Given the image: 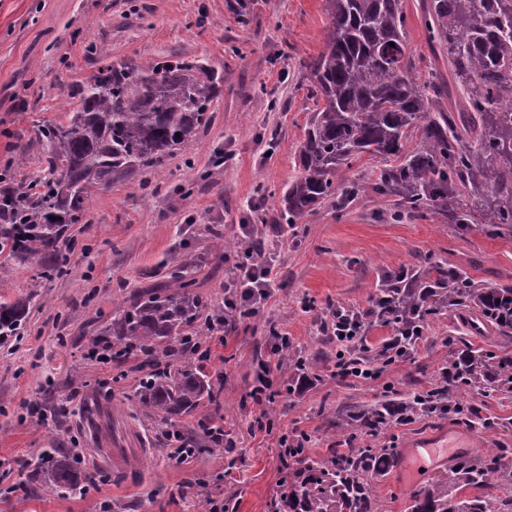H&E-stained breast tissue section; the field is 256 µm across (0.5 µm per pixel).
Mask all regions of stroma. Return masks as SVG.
I'll return each instance as SVG.
<instances>
[{
    "instance_id": "1",
    "label": "stroma",
    "mask_w": 512,
    "mask_h": 512,
    "mask_svg": "<svg viewBox=\"0 0 512 512\" xmlns=\"http://www.w3.org/2000/svg\"><path fill=\"white\" fill-rule=\"evenodd\" d=\"M405 4L419 80L447 77V62L430 48L421 0ZM328 31L323 0H0V173L14 180L42 174L38 154L21 167L14 159L34 127L64 120L76 84L98 68L93 45L116 62L177 58L221 80L189 152L97 191L88 223L69 231L75 245L58 277L35 278L26 265L0 284V302L30 299L22 338L0 346V512H99L104 501L123 504V512H206L210 498L224 500L228 512H270L284 434L307 432L310 458H328L350 406L381 399L390 385L411 394L439 375L448 364L446 338L512 351V343L447 311L431 320L409 360L379 378L335 376L338 346L321 330L331 309L368 308L386 270L428 259L491 288L512 286V238L461 228L432 207L398 215L393 199L369 188L343 208L315 206L298 227L281 220L283 192L300 169L297 145L318 103L300 61L324 51ZM255 202L260 210H252ZM243 221L263 234L278 287L258 314L232 318L207 363L224 379L218 414L233 453L203 452L179 464L160 453L157 427L138 416L136 357L100 364L87 353L104 337L116 302L164 282L190 252L204 258L195 271L201 294L223 308L235 256L218 257L213 235L240 240ZM278 334L308 357L318 379L264 408L249 392ZM485 407L508 429L477 436L445 418H421L376 444L402 450L441 434L465 444L467 456H483L512 443V399ZM48 448L83 453L93 481L87 495L31 493L37 457ZM434 475L425 470L412 482L402 464L385 469L375 482L379 512H407L409 493Z\"/></svg>"
}]
</instances>
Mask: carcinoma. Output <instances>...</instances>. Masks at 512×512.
Here are the masks:
<instances>
[{
  "label": "carcinoma",
  "mask_w": 512,
  "mask_h": 512,
  "mask_svg": "<svg viewBox=\"0 0 512 512\" xmlns=\"http://www.w3.org/2000/svg\"><path fill=\"white\" fill-rule=\"evenodd\" d=\"M323 2L330 19L326 48L302 60V67L324 105L310 115L298 147L301 174L282 196L287 224L295 226L322 201L352 198L358 185L350 181L340 191L336 178L364 159L384 162L372 191L399 198L407 212L419 215L433 206L450 220L512 237V0H423L431 46L448 55L463 97L443 110L436 100L445 86L434 75L418 83L406 53L404 0ZM218 92V84L201 78L198 66L187 61L99 66L76 87L79 107L67 121L39 126L15 158L23 165L36 149L47 174L18 182L0 177V274L32 261L37 279L60 272L58 244L70 226L85 223L93 191L190 150ZM197 263L185 261L162 287L123 300L106 328L118 345L113 358L144 356L140 369L146 374L134 398L143 417L168 428L219 404L224 390L187 348L192 341L203 344L214 330L215 317L193 276ZM447 307L475 311L512 339V287L489 288L440 263L387 273L371 310L407 347L413 337L404 335V327H424ZM28 310L26 297L0 303V343L17 335ZM349 365L379 375L392 365L391 344L354 346ZM471 390L486 398L512 397V352L464 342L453 350L448 374L429 387L354 409L350 447L288 466V485L279 487L272 512H375L374 478L396 454L370 444L355 448L354 442L422 416H446L480 433L506 429L501 418L468 400ZM509 454L512 448L502 443L485 456L457 460L410 493L408 512H512V496L487 494L512 487V470L501 465ZM77 456L75 449L57 456L43 452L42 486L52 494L83 493Z\"/></svg>",
  "instance_id": "carcinoma-1"
}]
</instances>
